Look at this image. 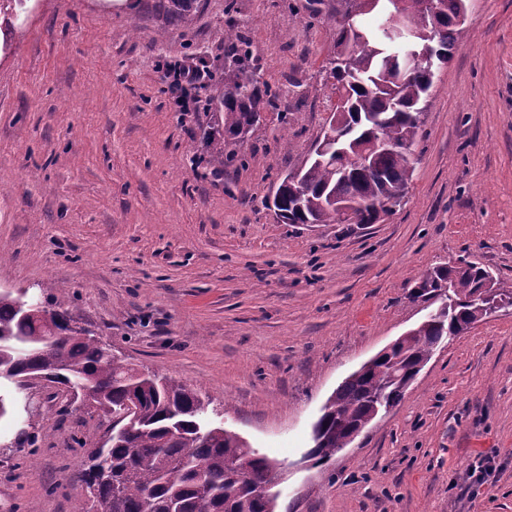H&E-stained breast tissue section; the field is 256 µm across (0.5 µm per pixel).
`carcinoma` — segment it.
I'll list each match as a JSON object with an SVG mask.
<instances>
[{
    "label": "carcinoma",
    "instance_id": "obj_1",
    "mask_svg": "<svg viewBox=\"0 0 512 512\" xmlns=\"http://www.w3.org/2000/svg\"><path fill=\"white\" fill-rule=\"evenodd\" d=\"M338 17L332 54L324 70L336 94L327 130L341 135L347 154L318 140L297 169L302 191L283 177L274 206L285 224H342L336 205L357 204V223L373 224L380 209L393 212L401 202L393 191L408 186L421 139L417 115L430 105L435 71L447 64L464 32L467 0H446L431 11L425 0H310ZM357 13L361 36L351 37L341 17ZM413 31L410 49L428 47L433 64L410 58L386 36L391 15ZM224 88L206 100L224 113V136H204L209 163L222 166L235 157L227 147L253 130L256 114L272 96L251 63L252 50L236 23L224 30ZM391 146L372 147V133ZM324 160H315L318 151ZM365 156L356 164L350 156ZM411 296L447 284L439 312L411 329L389 353L372 360L361 374L347 376L328 397L314 425L318 433L308 452L317 464L328 462L349 444L352 430L365 428L375 409L396 406L408 388L410 373L425 366L442 344L485 319L481 289L512 299V285L499 281L476 262L465 270L446 264L428 270ZM25 294L0 290V380L16 387L40 376L91 399L112 420L110 437L88 452L87 467L77 476L87 492L75 512H276L277 499L261 490L274 480V462L222 427L205 422L207 404L197 389L156 373L143 372L116 357L91 331L76 329L65 312L23 314ZM138 401L134 419L125 417Z\"/></svg>",
    "mask_w": 512,
    "mask_h": 512
}]
</instances>
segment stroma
<instances>
[{
	"instance_id": "stroma-1",
	"label": "stroma",
	"mask_w": 512,
	"mask_h": 512,
	"mask_svg": "<svg viewBox=\"0 0 512 512\" xmlns=\"http://www.w3.org/2000/svg\"><path fill=\"white\" fill-rule=\"evenodd\" d=\"M307 0H0V289L69 312L114 353L197 388L278 465V512H512V308L439 348L323 465L312 424L425 316L411 289L461 256L512 283V0H468L435 77L405 202L375 224H285L262 204L321 136L336 36ZM235 20L275 96L238 152L197 163L214 111L178 112L164 63L224 75ZM0 512H74L108 422L0 383ZM488 484L464 481L476 455Z\"/></svg>"
}]
</instances>
